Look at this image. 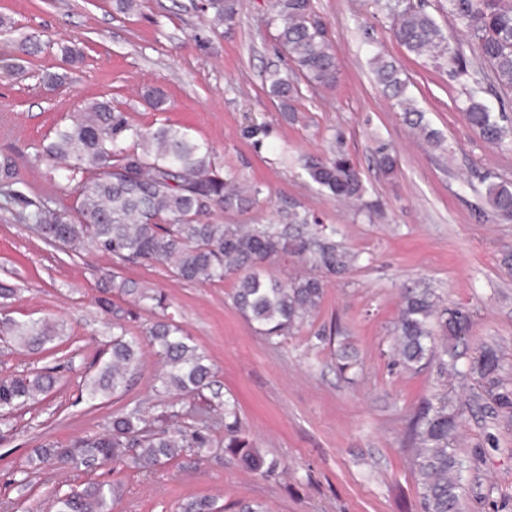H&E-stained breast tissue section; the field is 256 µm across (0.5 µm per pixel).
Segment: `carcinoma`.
<instances>
[{
  "instance_id": "cac0c4a2",
  "label": "carcinoma",
  "mask_w": 512,
  "mask_h": 512,
  "mask_svg": "<svg viewBox=\"0 0 512 512\" xmlns=\"http://www.w3.org/2000/svg\"><path fill=\"white\" fill-rule=\"evenodd\" d=\"M213 22L230 25L237 15L236 0H209ZM396 12L393 36L408 52L444 61L451 76L473 72L481 79L493 77L498 86L512 92V0H448V12L475 40L471 61L451 49L448 35L425 10L407 8ZM272 23L288 58L312 87L336 83L338 66L326 25L311 0H277ZM378 85L403 112L413 128L427 140L439 143L437 131L424 123V112L406 93L395 63L381 54L373 56ZM271 93L282 102L298 94L288 77L274 70L265 77ZM469 124L490 143H499L507 129L479 100L478 91L468 94L464 107ZM53 172H65L75 183L74 210L51 208L32 201L14 184L11 159L0 160V185L6 196L30 209L27 218L39 225L50 244L61 243L73 251L92 249L114 259L157 261L167 264L174 276L190 283L222 281L240 274L232 301L237 311L264 336L279 344L291 336L318 310L325 283L323 275L350 270L359 255L344 249L307 217L293 214L289 224H224L211 220L217 211L248 208L261 193L258 186L243 187L226 178L213 162L212 148L194 138L188 129L171 124L140 126L127 113L112 107L108 99L89 102L70 123L55 129L37 152ZM306 168L311 180L338 200H359L365 188L347 155L336 152L330 159H311ZM488 202L495 213L512 218V184L494 183ZM288 256L310 265L315 273L277 279L266 267ZM112 290L135 295L165 308L162 295L125 279H112ZM471 320L460 308L438 303L427 288L411 289L403 298L392 347L399 363L410 368L424 360L436 362L439 374L456 369L458 346L470 331ZM0 333L20 348L38 352L63 335V326L47 320L18 322L0 319ZM146 336L162 360L158 378L164 393L184 396L212 384L214 373L206 356L170 321H157ZM141 342L122 332L112 336L107 358L84 382L91 400L112 397L128 386L137 370ZM498 350L484 346L470 361V373L482 381L488 400L499 408H512V389L499 377ZM55 378L48 373L0 379V416L35 401L51 391ZM459 411L448 398L422 402L412 427V445L423 512H460L464 462L454 447L460 430ZM211 441L200 429H171L160 424L147 429L139 411L112 415L101 434L86 436L66 446L33 449L38 463L56 462L87 471L110 462L132 464L148 471L182 455L191 448H208ZM224 448L243 465L270 476L279 462L265 460L239 433L238 407L224 401ZM116 488L92 484L81 491L55 494L50 512H112ZM180 512H220L208 497L192 498Z\"/></svg>"
}]
</instances>
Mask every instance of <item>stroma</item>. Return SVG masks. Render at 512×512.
Returning a JSON list of instances; mask_svg holds the SVG:
<instances>
[{"mask_svg":"<svg viewBox=\"0 0 512 512\" xmlns=\"http://www.w3.org/2000/svg\"><path fill=\"white\" fill-rule=\"evenodd\" d=\"M385 1L311 0L338 62L335 86L315 88L278 43L269 0H239L230 26L211 24L208 0H143L128 15L114 13L112 0H0V158L12 159L15 188L27 198L75 206V193L64 191L36 152L56 125L105 96L135 124L191 129L212 146L224 174L261 187L253 206L223 214L224 223L284 224L296 211L335 228L337 241L361 257L347 274L326 276L319 311L273 346L234 308V278L186 283L161 262L122 265L50 245L26 209L0 196V282L17 289L11 316L67 327L65 337L32 354L0 342V378L39 371L56 378L49 393L0 425V508L40 512L52 492L104 482L120 489L113 512H178L197 496L216 498L224 512H236L243 499L261 502L266 512H421L409 424L425 397L445 393L464 410L457 442L471 462L464 512H512V410L486 399L465 362L444 380L434 365L407 369L392 354L405 289L428 288L442 304L469 313L468 350L500 348V374L512 387V268L503 263L512 221L487 203L490 184L512 182V139L490 145L480 138L463 112L471 78L449 77L400 46ZM389 1L423 7L451 47L473 58L474 42L449 15L448 0ZM32 33L44 49L30 57L20 39ZM62 41L82 49L81 63L63 61ZM377 53L399 62L408 95L442 133L441 145L416 136L376 86L370 59ZM276 68L299 90L286 107L262 82L263 72ZM49 72L62 74V84H46ZM150 88L166 95L167 111L147 103ZM383 145L398 160L391 175L375 164ZM337 148L361 175L365 193L357 203L323 192L304 168L307 157ZM116 276L169 304L150 312L136 296H114L128 312L129 335L172 317L212 363L213 385L179 398L185 413L177 419L183 428H205L211 446L150 471L67 467L26 481L34 448L104 432L118 411L141 409L156 418L167 410L170 398L157 390L162 363L147 344L125 393L85 399L84 379L111 334L96 300ZM324 328L331 342L317 340ZM344 348L359 363L349 379L336 370ZM228 398L236 400L254 448L279 461L275 475L225 453L221 406ZM203 403L214 411L201 423L190 410Z\"/></svg>","mask_w":512,"mask_h":512,"instance_id":"obj_1","label":"stroma"}]
</instances>
